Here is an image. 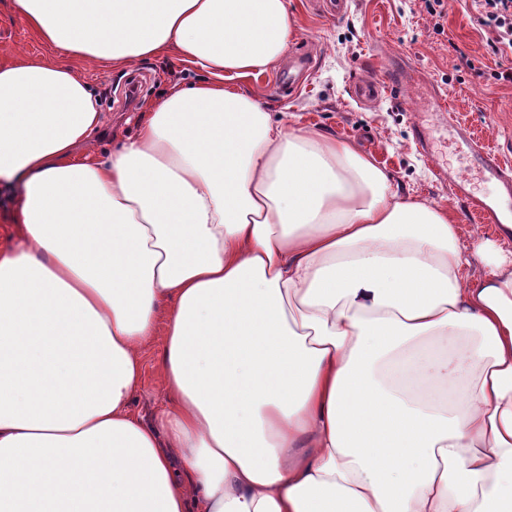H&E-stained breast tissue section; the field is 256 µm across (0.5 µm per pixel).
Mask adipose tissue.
I'll return each instance as SVG.
<instances>
[{
  "label": "adipose tissue",
  "instance_id": "ef3b65f1",
  "mask_svg": "<svg viewBox=\"0 0 512 512\" xmlns=\"http://www.w3.org/2000/svg\"><path fill=\"white\" fill-rule=\"evenodd\" d=\"M13 3L54 51L208 78L101 159L85 79L0 63V512H512V250L471 279L447 209L240 90L288 0ZM162 336H155L143 354V387L133 400L132 409L146 421L154 420L166 391L161 372Z\"/></svg>",
  "mask_w": 512,
  "mask_h": 512
}]
</instances>
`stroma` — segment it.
<instances>
[{"instance_id": "35a3bbf8", "label": "stroma", "mask_w": 512, "mask_h": 512, "mask_svg": "<svg viewBox=\"0 0 512 512\" xmlns=\"http://www.w3.org/2000/svg\"><path fill=\"white\" fill-rule=\"evenodd\" d=\"M288 10L298 28L288 50L309 54L310 74L297 88L288 89L277 79L288 65L283 59L258 76L239 80L240 89L263 101L274 119L352 141L391 175L401 194L448 207L461 226L464 253H471L478 237L511 250V240H501L491 225L471 220L456 202L452 180L466 172L459 148H446L452 178L441 181L435 162L417 145L412 120L423 100L422 87L404 89L401 104L384 95L364 107L351 96L362 72L379 75L395 63L414 67L427 83L445 89L470 132L511 164L512 83L488 78L501 58L489 46L487 33L474 23L472 0H445V31L440 35L423 0H349L346 11L334 16L319 0H288ZM21 57L54 61L58 55L17 16L12 0H0V62ZM70 65L98 95L102 124L92 142L102 154L136 135L144 108L161 92L208 78L172 52L129 68L78 58ZM161 357L162 341L157 338L143 354V387L132 403L149 422L166 395Z\"/></svg>"}]
</instances>
